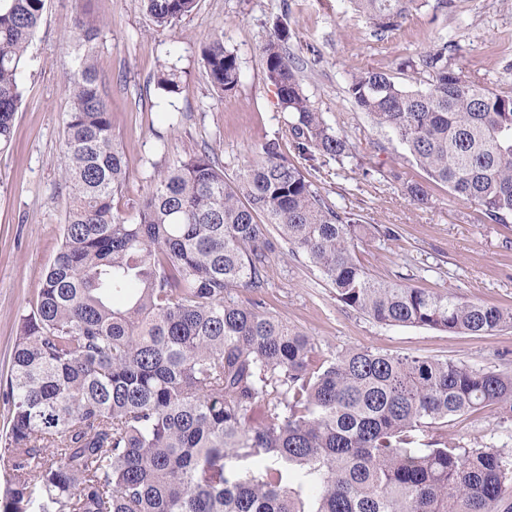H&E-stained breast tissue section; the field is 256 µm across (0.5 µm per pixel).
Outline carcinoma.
<instances>
[{
	"label": "carcinoma",
	"mask_w": 512,
	"mask_h": 512,
	"mask_svg": "<svg viewBox=\"0 0 512 512\" xmlns=\"http://www.w3.org/2000/svg\"><path fill=\"white\" fill-rule=\"evenodd\" d=\"M376 33L398 30L414 0H354ZM159 27L196 0H141ZM45 0H0V149L12 143L21 75ZM65 128L67 223L36 299L21 316L3 397L0 512H512V454L432 434L486 407L512 412V374L348 349L316 363L310 337L237 290L268 283L269 228L304 254L346 307L390 326L492 336L512 310L379 279L355 242L395 231L335 210L282 142L262 143L229 179L203 149L149 177L121 209L129 178L94 61L99 29L76 18ZM288 23L261 51L292 115V147L352 156L302 87ZM446 40L393 72L362 68L347 99L403 147L429 184L512 218V83L466 79ZM221 95L238 56L216 33L203 51ZM156 85L173 97V68Z\"/></svg>",
	"instance_id": "carcinoma-1"
}]
</instances>
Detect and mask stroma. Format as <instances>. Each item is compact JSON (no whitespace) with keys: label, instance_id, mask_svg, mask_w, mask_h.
<instances>
[{"label":"stroma","instance_id":"stroma-1","mask_svg":"<svg viewBox=\"0 0 512 512\" xmlns=\"http://www.w3.org/2000/svg\"><path fill=\"white\" fill-rule=\"evenodd\" d=\"M414 0L400 29L374 36L369 16L352 0H197L192 14L157 27L138 0H46L27 51L23 100L12 145L0 150V377L6 375L19 318L35 297L60 242L68 190L64 131L70 109L66 75L74 66L75 19L98 27L97 68L130 177L123 200L145 195L147 177L203 149L235 175L269 139L290 144L289 115L267 81L261 48L278 18H287L291 50L305 54L303 90L335 131L352 146L351 158L300 160L336 210L394 227L397 235L359 243L358 262L371 274L406 278L418 288L444 291L464 301L512 308V222L485 219L480 207L434 187L428 206L414 205L407 181L425 173L404 162V150L347 101L351 74L364 67L395 70L397 62L435 41L461 47L457 60L470 79L512 82V5L507 0ZM237 54L236 91L217 95L202 50L214 34ZM182 76V91L163 97L161 69ZM387 151H378V143ZM242 302L265 307L310 336L319 356L350 348L462 362L512 372V327L492 336L454 335L388 326L345 307L334 288L303 255L275 246L268 285L256 294L239 289ZM441 436L464 448L512 450V417L487 408L454 417Z\"/></svg>","mask_w":512,"mask_h":512}]
</instances>
